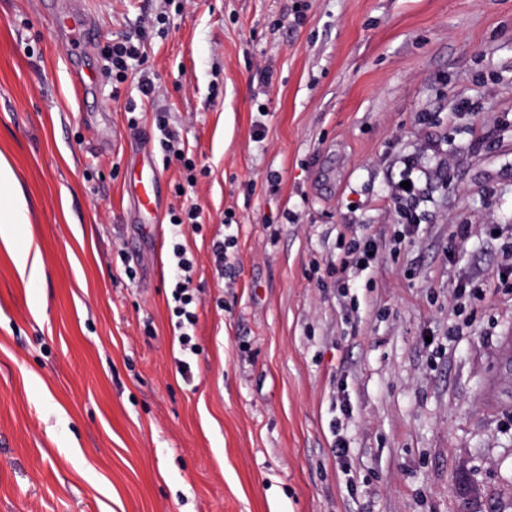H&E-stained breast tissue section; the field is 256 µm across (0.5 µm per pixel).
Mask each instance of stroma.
<instances>
[{
  "label": "stroma",
  "mask_w": 512,
  "mask_h": 512,
  "mask_svg": "<svg viewBox=\"0 0 512 512\" xmlns=\"http://www.w3.org/2000/svg\"><path fill=\"white\" fill-rule=\"evenodd\" d=\"M76 7L94 44L58 30ZM125 36L155 99L133 78L76 94ZM161 111L197 169L182 200ZM146 152L157 225L127 192ZM0 153L43 263L31 285L0 241V512H459L465 482L471 512H512V0H0ZM409 163L420 226L399 243ZM181 201L204 217L182 239L201 300L189 381L166 222ZM347 224L382 260L345 299L327 266ZM233 213L228 212L224 215V238L222 240H217L214 245V254L216 255L218 266L220 269V273L223 276V272L228 268L227 258H228V249L234 247L237 238H238V229L239 224L237 221L233 220ZM233 226H236V234ZM349 405L346 403L343 406H340V412L343 416V420L337 418L336 420V459L339 463H344L346 457L348 456L349 448L346 435L344 434V430L347 429L348 421L352 415V411L350 410ZM346 421V422H345Z\"/></svg>",
  "instance_id": "35a3bbf8"
}]
</instances>
